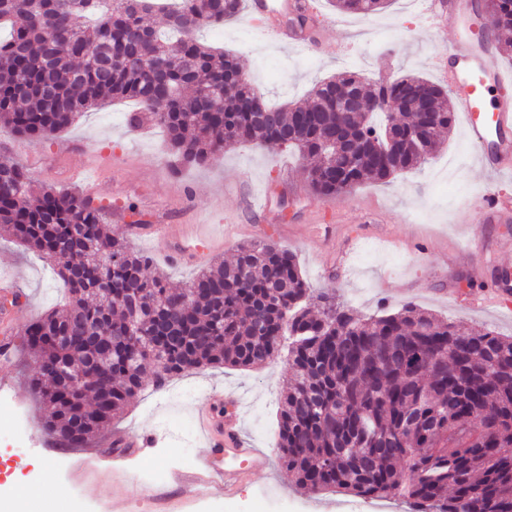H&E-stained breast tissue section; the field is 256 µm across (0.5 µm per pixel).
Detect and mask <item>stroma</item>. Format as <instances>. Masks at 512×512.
<instances>
[{"instance_id":"stroma-1","label":"stroma","mask_w":512,"mask_h":512,"mask_svg":"<svg viewBox=\"0 0 512 512\" xmlns=\"http://www.w3.org/2000/svg\"><path fill=\"white\" fill-rule=\"evenodd\" d=\"M451 36L422 17L418 0H393L369 18L340 13L330 0H321L315 52L285 47L245 14L221 33L201 34L203 41L240 56L258 92L285 106L303 102L316 82L348 69L374 82L407 74L437 80L432 59ZM135 108L131 100L108 103L41 142L0 128V154L24 165L37 184L70 191L83 189L72 178L73 169L96 172V196L110 205L106 222L121 237H129L132 223H152L158 212L172 232L204 236L202 255L187 264L165 262L152 240L139 243L153 270L164 272L172 285L216 260L231 259L238 245L269 236L296 254L312 288L342 294L360 314L410 302L463 328L512 336V304L487 302L501 288L502 273L512 272V223H480L469 204L485 192L487 179L463 123L455 124L440 151L418 170L361 185L344 200L331 201L310 192L305 161L282 146L230 147L207 166L172 175L162 129L128 126ZM264 193L285 196L287 210L256 209ZM476 240L483 243L485 262L477 277L470 273ZM1 276L21 286L24 305L11 327L13 336L63 301L56 264L5 235L0 236ZM33 371L31 355H0V392L18 407L20 434L28 443L26 454L19 455L0 436V483L7 484L11 502L23 495L8 485L10 472L20 471L31 485L45 464L65 470L54 489L59 499L76 492L102 512H169L177 506L193 512L186 490L167 479L149 496L140 479L158 469L168 475L202 463L209 453L204 430L224 409L223 402L209 398L214 387L241 397L234 412L242 436L270 458L268 469L246 474L232 496H216L222 512H255L262 490L279 497L266 504V512H341L350 502L339 493L304 492L280 464L275 433L280 394L290 377L286 356L253 368L206 367L172 377L171 385L195 389L179 401L145 381L112 427L141 431L150 445L118 459L102 455L103 439L66 448L42 430L44 409L29 385Z\"/></svg>"}]
</instances>
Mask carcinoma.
Returning a JSON list of instances; mask_svg holds the SVG:
<instances>
[{
    "instance_id": "carcinoma-1",
    "label": "carcinoma",
    "mask_w": 512,
    "mask_h": 512,
    "mask_svg": "<svg viewBox=\"0 0 512 512\" xmlns=\"http://www.w3.org/2000/svg\"><path fill=\"white\" fill-rule=\"evenodd\" d=\"M375 15L390 0H331ZM243 0H0V122L42 140L109 99L162 126L175 174L235 144L276 143L311 160L306 179L341 200L424 164L450 134L448 91L407 75L388 85L355 71L318 82L294 108L266 104L237 55L199 33L236 17ZM504 44L512 0H484ZM163 27L153 25L156 16ZM127 63L112 65V44ZM384 92L404 112L391 130L373 112L337 113ZM95 199L37 185L0 158V230L60 264L70 300L24 329L35 353L42 428L67 448L103 434L141 391L210 365L259 366L288 342L293 379L279 402V460L295 484L364 499L401 495L414 512H512V336L465 332L413 305L361 316L317 291L296 255L266 237L181 288L103 223Z\"/></svg>"
}]
</instances>
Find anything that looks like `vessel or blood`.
<instances>
[{"label":"vessel or blood","mask_w":512,"mask_h":512,"mask_svg":"<svg viewBox=\"0 0 512 512\" xmlns=\"http://www.w3.org/2000/svg\"><path fill=\"white\" fill-rule=\"evenodd\" d=\"M467 12V0H430V22L443 23L456 33L434 67L447 80L477 158L491 179L512 165V78L493 54L481 51L479 43L470 38L459 36L458 29ZM479 214L485 224L511 222L512 196L496 189L489 191L479 200ZM143 233L167 242L164 254L171 262H183L200 252L198 239L172 236L168 225L153 224ZM207 440L209 456L201 467L173 473L174 482L221 490L238 474L267 465V458L259 449L244 447L235 428H227L220 437L208 433Z\"/></svg>","instance_id":"b4317fda"}]
</instances>
